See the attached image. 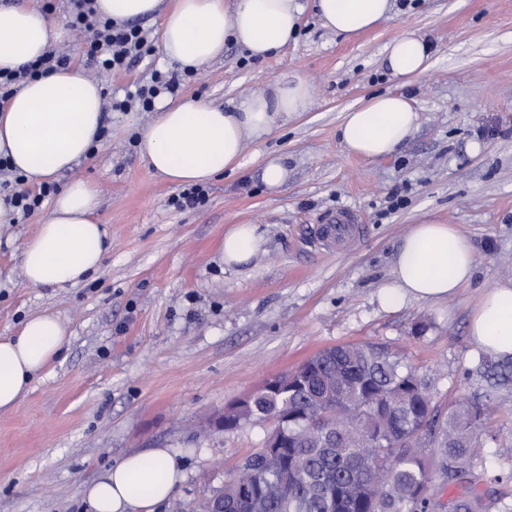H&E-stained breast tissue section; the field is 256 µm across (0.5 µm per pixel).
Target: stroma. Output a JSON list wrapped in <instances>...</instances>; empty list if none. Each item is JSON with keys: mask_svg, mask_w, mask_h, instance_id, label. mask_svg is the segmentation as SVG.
<instances>
[{"mask_svg": "<svg viewBox=\"0 0 512 512\" xmlns=\"http://www.w3.org/2000/svg\"><path fill=\"white\" fill-rule=\"evenodd\" d=\"M150 52L130 69L100 75L106 96L152 70L178 72L160 53V18H142ZM433 46L428 68L405 80L383 63L397 37ZM299 77L307 111L261 140L241 166L207 183L194 209L172 206L179 186L154 175L139 150L149 112H112L100 144L56 185L81 178L100 193L110 248L74 288H0V336L27 316L57 314L71 338L9 412H0V512H88L83 489L117 460L151 448L181 456L184 479L172 500L194 504L226 473L264 447L271 422L232 431L213 417L267 379L324 348L381 343L430 373L440 408L467 397L485 412L476 428L480 487L501 512L512 505V359L482 358L468 334L482 291L512 280V0H394L373 29L346 38L306 9L297 38L266 60L235 43L182 77L175 98L226 105ZM406 95L419 125L392 156L347 154L346 110L371 95ZM281 157L288 180L266 189L263 160ZM346 209L364 232L340 249L320 246L322 217ZM47 207L0 225V266L20 271L22 241ZM455 225L478 250L471 282L440 300L381 303L393 259L412 225ZM265 239L249 263L221 256L233 225Z\"/></svg>", "mask_w": 512, "mask_h": 512, "instance_id": "stroma-1", "label": "stroma"}]
</instances>
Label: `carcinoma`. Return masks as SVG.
<instances>
[{
	"label": "carcinoma",
	"instance_id": "1",
	"mask_svg": "<svg viewBox=\"0 0 512 512\" xmlns=\"http://www.w3.org/2000/svg\"><path fill=\"white\" fill-rule=\"evenodd\" d=\"M291 393L262 386L243 422L287 413L282 448L245 456L224 486L191 512H485L475 489L480 406L461 398L442 418L427 373L377 343L324 349L294 369ZM459 486L442 503L433 478Z\"/></svg>",
	"mask_w": 512,
	"mask_h": 512
}]
</instances>
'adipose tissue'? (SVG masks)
<instances>
[{
    "mask_svg": "<svg viewBox=\"0 0 512 512\" xmlns=\"http://www.w3.org/2000/svg\"><path fill=\"white\" fill-rule=\"evenodd\" d=\"M103 18L125 23L161 19L165 60L198 69L235 42L250 56L277 54L295 37L304 10L300 0H96ZM323 27L356 36L390 17L392 0H315ZM69 29L41 6L0 13V71L36 60L51 46L71 39ZM433 54L425 37L395 39L385 57L392 75L422 73ZM311 96L299 77L278 81L259 96L229 106L198 98L165 96L156 115L140 132V150L151 170L177 185L205 184L241 165L247 139L271 133L278 121L305 111ZM419 114L408 97L379 93L349 108L340 126L341 142L356 156L377 159L394 154L417 128ZM106 127L103 86L83 67L68 65L26 80L0 104V155L14 172L36 186L67 172L87 157ZM91 182L75 179L53 200L36 232L21 247L23 281L35 288H66L96 272L107 251ZM257 225L237 224L224 235L225 266L248 263L263 249ZM477 253L454 225H413L395 256L393 283L382 295L394 305L451 297L472 278ZM468 331L479 347L512 357V281L496 284L480 296ZM70 339L56 315L28 316L11 336L0 337V412L12 410ZM184 478L182 465L166 448L125 456L84 490L90 512H154L169 500Z\"/></svg>",
    "mask_w": 512,
    "mask_h": 512,
    "instance_id": "obj_1",
    "label": "adipose tissue"
}]
</instances>
